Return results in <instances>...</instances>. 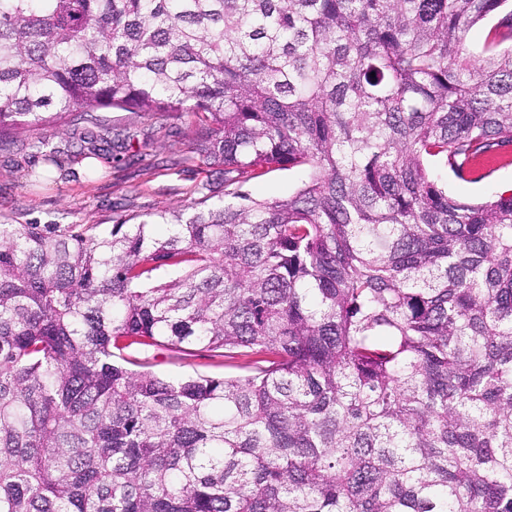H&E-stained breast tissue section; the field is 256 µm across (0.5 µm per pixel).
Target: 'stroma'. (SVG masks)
<instances>
[{"mask_svg":"<svg viewBox=\"0 0 512 512\" xmlns=\"http://www.w3.org/2000/svg\"><path fill=\"white\" fill-rule=\"evenodd\" d=\"M102 117L129 141L114 158L100 162L93 175L73 158L79 145L69 122L35 132L59 147L57 165L46 166L41 156L30 152L0 150V224H98L107 229L117 220L163 207L179 209L203 197L213 204L225 202L224 172L205 164L198 154L200 128L192 114L166 119L115 109ZM475 166L484 171V179L449 178L450 194L479 201L512 188V146L480 157ZM305 177L302 170L273 169L247 182L243 190L257 199L285 197ZM144 355L153 371L169 378L233 372L220 357L153 348Z\"/></svg>","mask_w":512,"mask_h":512,"instance_id":"1","label":"stroma"}]
</instances>
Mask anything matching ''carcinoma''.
Masks as SVG:
<instances>
[{
	"instance_id": "carcinoma-1",
	"label": "carcinoma",
	"mask_w": 512,
	"mask_h": 512,
	"mask_svg": "<svg viewBox=\"0 0 512 512\" xmlns=\"http://www.w3.org/2000/svg\"><path fill=\"white\" fill-rule=\"evenodd\" d=\"M506 2L0 0V139L190 112L233 198L0 224V512H512V193L435 174L512 146ZM512 7V0H509L503 7L502 11L489 16L485 20L477 23L471 30L467 39V47L470 52L480 54L487 41L491 30L495 27L498 21L510 12ZM306 178V172L297 169H273L247 182L242 191L257 199L288 197ZM138 357L148 358L152 370L169 378H181L195 373L223 377L225 375H245L244 369L225 365L224 358L207 355L182 356L166 350L148 349Z\"/></svg>"
}]
</instances>
